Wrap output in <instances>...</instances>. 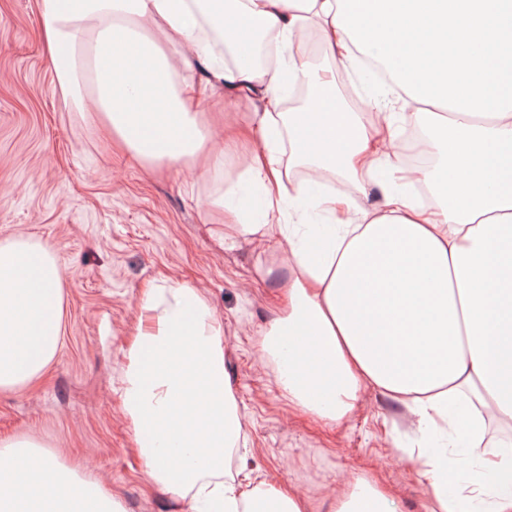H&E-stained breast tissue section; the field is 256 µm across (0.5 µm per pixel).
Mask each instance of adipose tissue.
Segmentation results:
<instances>
[{"label":"adipose tissue","mask_w":512,"mask_h":512,"mask_svg":"<svg viewBox=\"0 0 512 512\" xmlns=\"http://www.w3.org/2000/svg\"><path fill=\"white\" fill-rule=\"evenodd\" d=\"M41 38L64 98L119 140L132 160L193 170L224 151L206 130L201 103L233 86L254 101L257 137L246 181L262 195L264 225L284 232L296 209L288 168L308 166L366 187L386 170L382 204L340 192L319 207L334 228L319 252L294 245L265 278L288 308L261 332L290 408L339 427L365 391L408 411L428 442L448 422L468 452L426 457L419 475L426 512H512V444L486 448L487 422L512 420V0H37ZM314 25L331 57L351 68L394 65L368 95L379 127L338 106L327 68L293 54ZM274 37L281 68H258L260 37ZM234 64L225 67L222 47ZM308 86L307 102L279 108L281 76ZM463 120L438 121L436 109ZM426 134L435 163L406 170L400 122ZM287 133L290 152L274 142ZM425 185L420 205L406 185ZM62 272L40 245L0 242V389L36 376L60 341ZM223 327L192 287L152 289L139 306L118 392L148 480L186 499L190 512H309L292 487L243 489L224 474L241 415L224 368ZM480 465L491 487L453 486L452 472ZM332 512H397L374 480L337 479ZM0 512H122L98 485L29 440L0 445Z\"/></svg>","instance_id":"adipose-tissue-1"}]
</instances>
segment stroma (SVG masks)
Returning a JSON list of instances; mask_svg holds the SVG:
<instances>
[{"mask_svg":"<svg viewBox=\"0 0 512 512\" xmlns=\"http://www.w3.org/2000/svg\"><path fill=\"white\" fill-rule=\"evenodd\" d=\"M41 29L35 0H0V241L25 239L56 257L64 329L35 380L0 391V441H37L65 467L89 473L123 512H187V502L147 483L116 392L141 298L186 284L224 326L225 369L244 423L231 472L292 484L311 512H327L337 472L369 476L398 512H425L419 460L396 455L417 439L402 407L370 391L346 426L324 425L289 407L276 365L259 352L260 327L287 304L261 271L285 243L244 235L225 246L232 218L211 204L241 185L249 142L237 141L218 174L140 167L59 94ZM253 109L237 93L204 106L217 137Z\"/></svg>","mask_w":512,"mask_h":512,"instance_id":"stroma-1","label":"stroma"}]
</instances>
